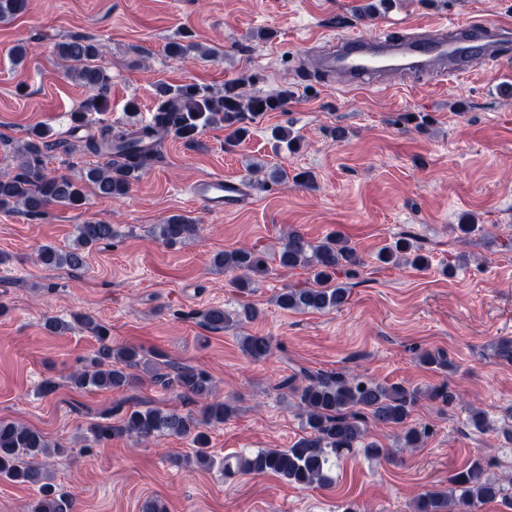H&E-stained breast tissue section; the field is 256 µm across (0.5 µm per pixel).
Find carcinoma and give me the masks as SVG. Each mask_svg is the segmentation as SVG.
Segmentation results:
<instances>
[{
    "label": "carcinoma",
    "instance_id": "obj_1",
    "mask_svg": "<svg viewBox=\"0 0 512 512\" xmlns=\"http://www.w3.org/2000/svg\"><path fill=\"white\" fill-rule=\"evenodd\" d=\"M26 8L27 0H0V22L12 19ZM99 53L98 43L82 35L72 36L57 45L58 56L68 63L66 76L93 93L81 108L71 113V122L77 128L84 126L86 113L100 112L106 106L110 76L102 66L94 63ZM156 95V111L163 119L154 128L142 133H114L112 128L106 127L98 134L85 136L82 145L72 146L74 151L79 149L109 158L107 165L89 168L78 178L46 172L45 160L52 143L48 141L46 131L31 130L28 139L16 147V172L0 175V210L37 216L50 205L77 209L85 204L89 189L103 198L123 197L129 192L134 174L147 168L157 157L165 135L174 133L191 141L199 128L222 122L231 130L230 137L236 138L245 132L237 126L245 113L273 110L288 98V93L284 92L277 97L254 95L245 99L233 87L216 97L192 84L160 85ZM153 233L166 243L176 244L197 236L199 225L176 215L166 223L156 225ZM116 236L113 225L87 220L76 225L72 245L66 249L46 245L38 259L50 268L78 270L84 267L87 254L95 246ZM408 252L414 254L412 264L424 266L428 263L426 257L414 253V245L406 237L385 248L379 260L390 263L397 255ZM274 260L282 268L302 267L313 275L312 286L283 288L275 296L278 307L294 311L323 312L342 306L348 298V288L338 281L337 275L341 272L351 275L354 268L362 265L355 248L340 236H329L314 244L303 235L292 232L288 233ZM214 262L224 271L238 274L241 288L248 287L251 277L261 276L268 270L266 258L245 247L220 253ZM257 315V310L249 306L236 315L222 307H212L203 318L210 330L222 331L241 316L253 319ZM73 320L94 336L98 348L91 358L92 368L72 373L70 384L79 390H114L130 384L133 380L131 370L141 365L140 351L132 346L112 347L107 327L89 316L75 314ZM241 345L244 353L253 360H263L272 353L271 342L266 336H244ZM155 359L152 381L161 388H175L179 396L186 399L201 398L210 393L212 379L204 370L176 366L161 353L155 354ZM281 388L291 389L299 399L309 435L290 448L261 449L241 457L237 459V465L251 474L279 475L303 488L331 485L328 471L344 450L362 448L372 457H386L384 449L366 441L367 423L371 421L383 426L404 423L422 395L417 388L401 384L386 386L332 372L306 373L299 384L292 377L283 381ZM231 413V407L222 400L208 404L198 418L176 410L135 409L113 425H96L92 432L98 441L117 434L140 440L164 433L192 434L194 442L200 445L195 462L209 467L212 459L205 448L207 435L204 428L223 423ZM50 452L61 455L65 449H50L45 436L32 427L0 420V476L14 483L38 487V498L31 512H67V500L57 494L53 484L45 481L40 468L26 463L28 458ZM450 484L451 490L447 493L436 490L420 496L415 504L416 512H469L478 504L497 499L512 506V480L506 487L485 477L478 460L455 473Z\"/></svg>",
    "mask_w": 512,
    "mask_h": 512
}]
</instances>
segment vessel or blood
I'll use <instances>...</instances> for the list:
<instances>
[{"label":"vessel or blood","instance_id":"vessel-or-blood-1","mask_svg":"<svg viewBox=\"0 0 512 512\" xmlns=\"http://www.w3.org/2000/svg\"><path fill=\"white\" fill-rule=\"evenodd\" d=\"M510 32L506 21L496 27L452 24L435 34L397 25L372 36L344 34L318 54L316 74L350 89L380 88L390 76L407 82L430 74L440 82L467 72L474 60L499 61L503 36ZM191 194L209 211L224 213L243 206L248 189L239 180L208 176L192 185Z\"/></svg>","mask_w":512,"mask_h":512}]
</instances>
